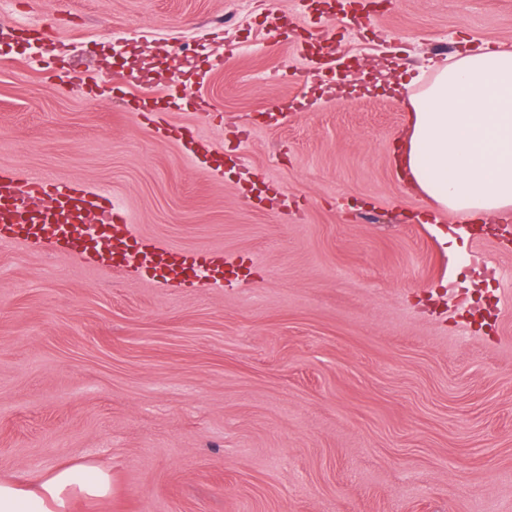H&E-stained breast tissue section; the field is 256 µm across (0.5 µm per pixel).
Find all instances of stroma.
<instances>
[{
    "label": "stroma",
    "instance_id": "1",
    "mask_svg": "<svg viewBox=\"0 0 512 512\" xmlns=\"http://www.w3.org/2000/svg\"><path fill=\"white\" fill-rule=\"evenodd\" d=\"M312 15L254 0L244 49L236 0L0 5V170L238 271L173 287L0 243V480L107 469L72 512H512V240L400 173L409 92L386 84L512 48V0H386L361 37L313 32L330 72L295 50Z\"/></svg>",
    "mask_w": 512,
    "mask_h": 512
}]
</instances>
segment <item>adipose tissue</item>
<instances>
[{
	"mask_svg": "<svg viewBox=\"0 0 512 512\" xmlns=\"http://www.w3.org/2000/svg\"><path fill=\"white\" fill-rule=\"evenodd\" d=\"M402 162L436 207L471 219L512 211V50L478 47L407 98ZM108 471L63 465L39 483L0 481V512H69L73 497H106Z\"/></svg>",
	"mask_w": 512,
	"mask_h": 512,
	"instance_id": "ef3b65f1",
	"label": "adipose tissue"
}]
</instances>
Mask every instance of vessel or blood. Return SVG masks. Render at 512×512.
<instances>
[{
	"label": "vessel or blood",
	"instance_id": "b4317fda",
	"mask_svg": "<svg viewBox=\"0 0 512 512\" xmlns=\"http://www.w3.org/2000/svg\"><path fill=\"white\" fill-rule=\"evenodd\" d=\"M5 240L44 242L53 251L116 268L134 264L169 285L182 284L187 272L198 280L224 283V272L208 250L175 255L145 244L109 195L53 178L23 183L0 174V241Z\"/></svg>",
	"mask_w": 512,
	"mask_h": 512
}]
</instances>
